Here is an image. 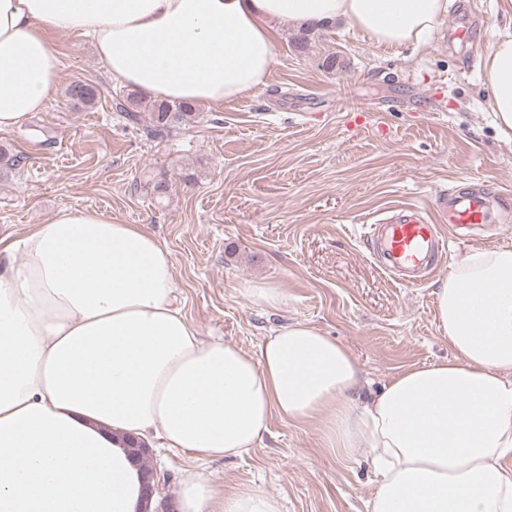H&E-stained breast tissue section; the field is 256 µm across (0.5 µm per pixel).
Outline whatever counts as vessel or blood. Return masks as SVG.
Segmentation results:
<instances>
[{
	"instance_id": "1",
	"label": "vessel or blood",
	"mask_w": 512,
	"mask_h": 512,
	"mask_svg": "<svg viewBox=\"0 0 512 512\" xmlns=\"http://www.w3.org/2000/svg\"><path fill=\"white\" fill-rule=\"evenodd\" d=\"M493 198L487 186H456L439 195L436 207L448 220V233L466 238L512 222V210L493 205ZM365 241L376 252L381 269L405 286L422 283L437 268L446 248L433 218L415 204L398 205L391 216L371 224Z\"/></svg>"
}]
</instances>
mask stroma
I'll return each instance as SVG.
<instances>
[{"instance_id": "stroma-1", "label": "stroma", "mask_w": 512, "mask_h": 512, "mask_svg": "<svg viewBox=\"0 0 512 512\" xmlns=\"http://www.w3.org/2000/svg\"><path fill=\"white\" fill-rule=\"evenodd\" d=\"M504 2L466 0L483 22L465 46L449 39L447 17L427 42L398 49L339 19L300 50L301 27L282 24L266 87L199 106L193 123L158 136L116 111L118 86L88 41L55 35L54 91L42 111L0 130V144L23 156L0 172V237H22L63 209L144 225L169 249L184 311L204 339L250 351L278 324L314 325L351 350L368 398L405 368L451 357L434 292L467 243L451 244L437 270L407 288L371 257L364 224L400 203L433 206L466 180L495 184L512 206V142L496 128L481 73L512 18ZM75 80L101 86L94 107L67 98ZM431 96L443 111L419 107ZM147 171L167 182L164 199ZM259 283L281 288L285 303L249 301L244 288ZM150 462L167 473L168 496L196 470L218 495L257 486L282 512H368L376 489L368 456H336L314 419L272 417L262 441L235 458L161 448Z\"/></svg>"}]
</instances>
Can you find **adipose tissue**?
Returning a JSON list of instances; mask_svg holds the SVG:
<instances>
[{"mask_svg": "<svg viewBox=\"0 0 512 512\" xmlns=\"http://www.w3.org/2000/svg\"><path fill=\"white\" fill-rule=\"evenodd\" d=\"M448 0H0V129L40 111L59 33L90 39L112 78L167 101H233L263 87L270 30L346 19L386 48L420 44ZM512 139V32L482 62ZM453 358L400 371L368 401L351 351L313 325L256 350L202 339L171 254L144 225L64 209L0 238V512H141L132 440L241 455L272 416L318 419L327 447L369 453V512H512V246L460 253L435 293ZM181 512H281L245 486L217 501L198 473Z\"/></svg>", "mask_w": 512, "mask_h": 512, "instance_id": "obj_1", "label": "adipose tissue"}]
</instances>
